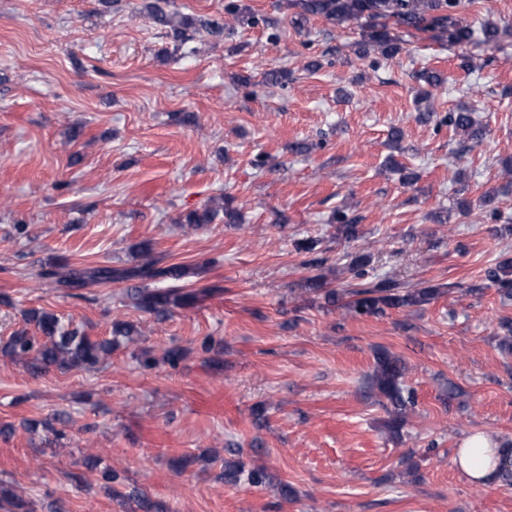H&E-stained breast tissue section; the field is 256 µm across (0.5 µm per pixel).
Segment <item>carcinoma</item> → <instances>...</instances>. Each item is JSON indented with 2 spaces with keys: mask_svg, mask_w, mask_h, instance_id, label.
<instances>
[{
  "mask_svg": "<svg viewBox=\"0 0 512 512\" xmlns=\"http://www.w3.org/2000/svg\"><path fill=\"white\" fill-rule=\"evenodd\" d=\"M294 6L299 12L292 20L298 28L304 27L314 17L323 18L341 25L351 20L367 21L366 32L358 43L357 53L366 58L377 50L384 58H392L402 51L401 42L391 35L388 21L397 26L412 29H428L436 32L437 38L446 39L454 44H463L471 40L473 32L469 25L458 18L463 0H295ZM144 11L155 23L170 28L173 39L184 42L187 31H204L211 36L224 35L226 23L219 20H194L169 13L155 0L144 5ZM224 13L233 20L248 25H256L260 18L250 14L238 3L228 0ZM452 131L463 137V142L478 145L485 136V128L467 110L450 112L442 119ZM219 215V210L206 207L201 211L189 212L183 223L211 224ZM338 234L347 241L358 237L356 219L344 211L334 215ZM296 250L310 255L304 261L309 268L321 269L325 260L316 256L317 242L305 239L295 243ZM217 264L214 258H206L190 268L182 264H164L163 258L151 254L148 249L141 250L140 260L126 265H99L77 267L50 257L41 262L37 277L58 288L71 290L85 289L107 282H135L127 289L130 305L136 310L158 319L171 315L175 310L197 304L202 297L211 293V289L184 291L180 288H161L159 284L177 282L188 274H202ZM490 285L497 287L505 298L512 297V260L505 259L489 268L485 273ZM327 276L320 273L308 280V290L323 296L325 304L346 309L353 315L377 316L386 309L422 307L431 303L440 293L437 285L413 290H403L397 281L384 279L371 287L328 288ZM27 320L35 325L42 338L29 333L26 329L14 331L3 344L4 353L12 360L40 374L49 368L69 370L73 368L92 370L104 365L112 352L124 346L138 342L140 332L127 322H115L112 336L108 339L93 340L79 328L63 329L58 318L49 312L32 309ZM187 350L181 347H169L157 357L151 351L143 349L138 360L146 370H152L159 364L177 368L186 357ZM407 372L405 361L386 349L375 352V367L371 376L370 388L377 391L389 404L388 419L384 428L392 439H399L403 430L410 425L414 414L415 396L404 386ZM83 465L97 471L98 482L112 497L124 504H133L135 512H163V506L148 496L133 489L122 490L125 477L110 468H98V460L88 455ZM219 478L226 484L236 485L246 481L253 486L271 482L270 475L263 466H249L242 459L224 461ZM29 503L13 491L0 488V509L13 512L26 509Z\"/></svg>",
  "mask_w": 512,
  "mask_h": 512,
  "instance_id": "1",
  "label": "carcinoma"
}]
</instances>
